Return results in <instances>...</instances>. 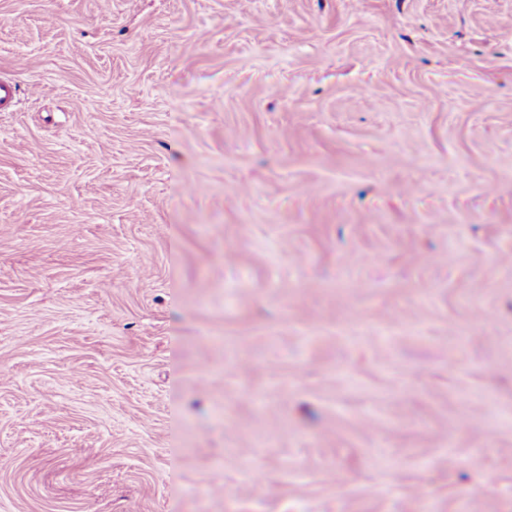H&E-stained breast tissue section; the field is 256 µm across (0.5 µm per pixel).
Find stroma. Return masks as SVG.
I'll list each match as a JSON object with an SVG mask.
<instances>
[{"label": "stroma", "mask_w": 512, "mask_h": 512, "mask_svg": "<svg viewBox=\"0 0 512 512\" xmlns=\"http://www.w3.org/2000/svg\"><path fill=\"white\" fill-rule=\"evenodd\" d=\"M0 512H512V0H0Z\"/></svg>", "instance_id": "1"}]
</instances>
